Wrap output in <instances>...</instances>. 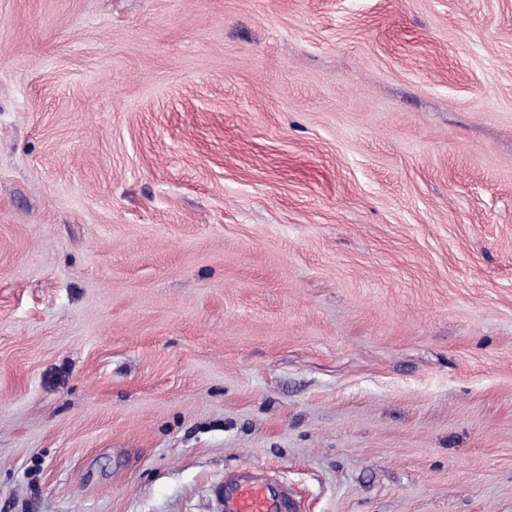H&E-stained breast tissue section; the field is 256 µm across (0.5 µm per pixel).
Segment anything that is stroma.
Wrapping results in <instances>:
<instances>
[{
    "instance_id": "stroma-1",
    "label": "stroma",
    "mask_w": 512,
    "mask_h": 512,
    "mask_svg": "<svg viewBox=\"0 0 512 512\" xmlns=\"http://www.w3.org/2000/svg\"><path fill=\"white\" fill-rule=\"evenodd\" d=\"M512 512V0H0V512ZM216 495L220 512H296L298 507L287 484L253 467L225 473Z\"/></svg>"
}]
</instances>
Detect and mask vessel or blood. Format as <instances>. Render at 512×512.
Here are the masks:
<instances>
[{"label":"vessel or blood","instance_id":"1","mask_svg":"<svg viewBox=\"0 0 512 512\" xmlns=\"http://www.w3.org/2000/svg\"><path fill=\"white\" fill-rule=\"evenodd\" d=\"M216 495L221 512H295L297 508L287 484L253 467L225 473Z\"/></svg>","mask_w":512,"mask_h":512}]
</instances>
